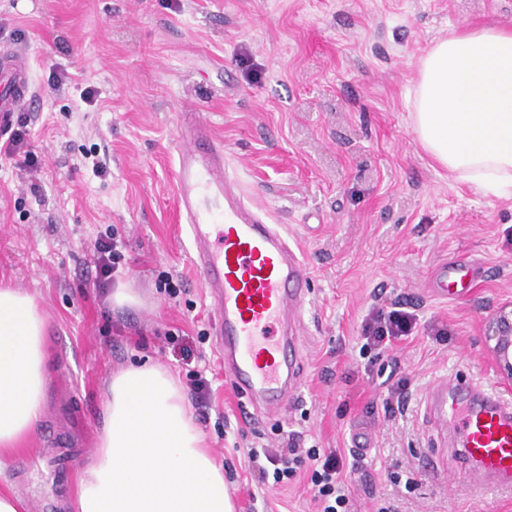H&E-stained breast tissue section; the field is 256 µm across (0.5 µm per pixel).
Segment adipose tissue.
<instances>
[{"label":"adipose tissue","mask_w":512,"mask_h":512,"mask_svg":"<svg viewBox=\"0 0 512 512\" xmlns=\"http://www.w3.org/2000/svg\"><path fill=\"white\" fill-rule=\"evenodd\" d=\"M412 128L475 192L512 198V29L470 25L417 63ZM36 295L0 282V458L40 423L49 355ZM74 512H234L224 468L187 411L178 378L150 363L113 376L105 424Z\"/></svg>","instance_id":"ef3b65f1"}]
</instances>
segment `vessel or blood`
Segmentation results:
<instances>
[{
  "mask_svg": "<svg viewBox=\"0 0 512 512\" xmlns=\"http://www.w3.org/2000/svg\"><path fill=\"white\" fill-rule=\"evenodd\" d=\"M30 87L25 57L1 47L0 135ZM178 142V215L214 306L224 371L254 409L279 415L300 388L297 333L309 267L283 225L269 223L263 206L245 197L224 164L223 139L199 113H183ZM458 400L467 404L458 418L462 465L484 483L512 490V403L440 380L425 395V412L447 422L448 404Z\"/></svg>",
  "mask_w": 512,
  "mask_h": 512,
  "instance_id": "b4317fda",
  "label": "vessel or blood"
}]
</instances>
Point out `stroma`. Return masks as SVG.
Returning a JSON list of instances; mask_svg holds the SVG:
<instances>
[{
  "mask_svg": "<svg viewBox=\"0 0 512 512\" xmlns=\"http://www.w3.org/2000/svg\"><path fill=\"white\" fill-rule=\"evenodd\" d=\"M479 23L511 27L512 0H0V47L30 59L22 107L40 160L26 171L0 156V279L40 295L49 353L45 414L0 465V486L29 512H73L112 375L149 361L186 386L208 380L209 397L188 408L224 464L236 512H252L255 497L266 512H316L305 474L271 488L245 473L231 448L240 427L273 449L292 433L326 449L363 444L351 512L382 501L395 512H512V491L461 467L456 434L438 472L424 469L437 451L424 395L437 380L512 402L485 342L487 319L512 302V200L436 167L406 103L416 60ZM188 111L223 138L246 192L310 268L301 387L274 418L224 375L213 305L178 221L177 127ZM109 229L127 245L118 279L140 306L112 308L86 276ZM445 267L463 287L441 297ZM168 277L182 281L177 295L160 288ZM374 307L419 317L417 335L386 354L409 381L389 415L378 365L359 354Z\"/></svg>",
  "mask_w": 512,
  "mask_h": 512,
  "instance_id": "stroma-1",
  "label": "stroma"
}]
</instances>
